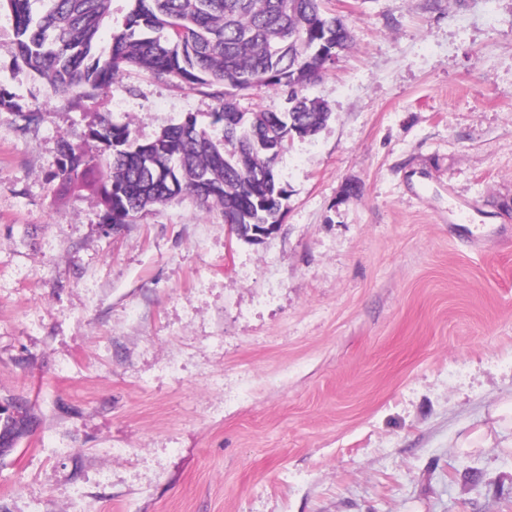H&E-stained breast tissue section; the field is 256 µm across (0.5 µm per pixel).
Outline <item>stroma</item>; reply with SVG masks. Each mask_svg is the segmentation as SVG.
<instances>
[{
	"mask_svg": "<svg viewBox=\"0 0 512 512\" xmlns=\"http://www.w3.org/2000/svg\"><path fill=\"white\" fill-rule=\"evenodd\" d=\"M324 7L353 42L259 244L190 197L119 230L57 200L100 113L219 140L217 101L137 70L51 96L0 11V402L34 418L0 512H512V450L457 445L512 397V0Z\"/></svg>",
	"mask_w": 512,
	"mask_h": 512,
	"instance_id": "obj_1",
	"label": "stroma"
}]
</instances>
